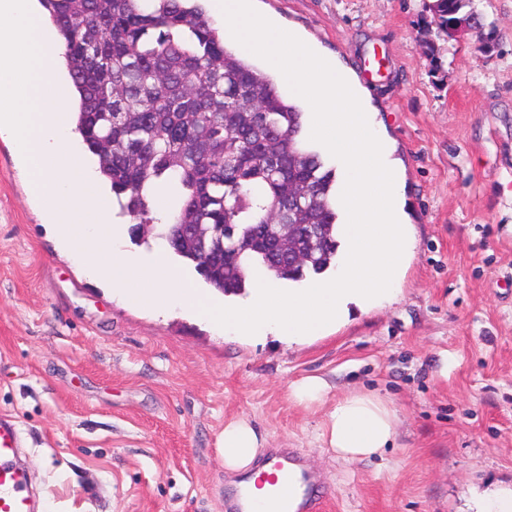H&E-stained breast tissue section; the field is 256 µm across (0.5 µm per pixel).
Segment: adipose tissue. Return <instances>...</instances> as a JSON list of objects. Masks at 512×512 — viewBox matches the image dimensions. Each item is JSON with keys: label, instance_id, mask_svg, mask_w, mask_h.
<instances>
[{"label": "adipose tissue", "instance_id": "obj_1", "mask_svg": "<svg viewBox=\"0 0 512 512\" xmlns=\"http://www.w3.org/2000/svg\"><path fill=\"white\" fill-rule=\"evenodd\" d=\"M289 397L304 409L322 411L315 440L332 460L346 464L366 461L382 456L395 443L397 416L376 393L351 390L335 398L328 380L314 375L293 382ZM266 446V432L245 418L226 422L219 439L224 468L230 473L250 471Z\"/></svg>", "mask_w": 512, "mask_h": 512}]
</instances>
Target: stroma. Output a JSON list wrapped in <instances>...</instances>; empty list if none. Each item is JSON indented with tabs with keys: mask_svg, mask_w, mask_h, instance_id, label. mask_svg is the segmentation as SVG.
I'll use <instances>...</instances> for the list:
<instances>
[{
	"mask_svg": "<svg viewBox=\"0 0 512 512\" xmlns=\"http://www.w3.org/2000/svg\"><path fill=\"white\" fill-rule=\"evenodd\" d=\"M425 0H256L336 56L369 93L406 184L415 247L395 301L351 310L327 337L227 340L154 315L85 277L48 228L0 138V415L18 462L56 512H224L217 450L245 416L298 449L328 512H468L512 484V0H475L495 45L422 49ZM307 375L391 401L398 438L344 465L321 416L292 402Z\"/></svg>",
	"mask_w": 512,
	"mask_h": 512,
	"instance_id": "stroma-1",
	"label": "stroma"
}]
</instances>
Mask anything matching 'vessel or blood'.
Segmentation results:
<instances>
[{"instance_id": "vessel-or-blood-1", "label": "vessel or blood", "mask_w": 512, "mask_h": 512, "mask_svg": "<svg viewBox=\"0 0 512 512\" xmlns=\"http://www.w3.org/2000/svg\"><path fill=\"white\" fill-rule=\"evenodd\" d=\"M21 439L13 423L0 417V512H32L26 471L16 458ZM265 480L282 512H321L317 496L319 475L303 467L297 451L279 450ZM227 512H263L262 502L252 499L247 485H239L226 503Z\"/></svg>"}]
</instances>
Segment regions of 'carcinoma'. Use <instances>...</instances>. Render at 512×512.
<instances>
[{"instance_id": "cac0c4a2", "label": "carcinoma", "mask_w": 512, "mask_h": 512, "mask_svg": "<svg viewBox=\"0 0 512 512\" xmlns=\"http://www.w3.org/2000/svg\"><path fill=\"white\" fill-rule=\"evenodd\" d=\"M63 44L78 97L76 130L97 159L120 212L169 239L181 224L199 234L172 247L205 283L238 295L254 265L301 281L336 262V173L304 145L306 112L274 78L224 47L200 0H39ZM424 41L448 36L473 0H432ZM258 97L260 122L237 125L239 99ZM310 194L295 200L293 186ZM173 187L167 222L153 215L155 191ZM292 231L307 250L301 264L272 261L266 243Z\"/></svg>"}]
</instances>
